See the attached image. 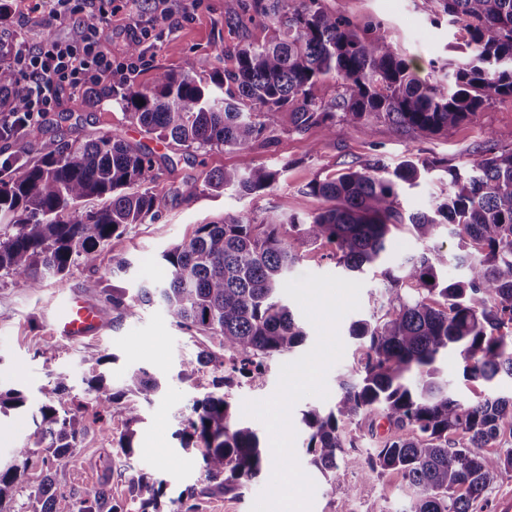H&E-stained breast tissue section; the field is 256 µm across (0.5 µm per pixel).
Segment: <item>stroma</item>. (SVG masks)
<instances>
[{
  "mask_svg": "<svg viewBox=\"0 0 512 512\" xmlns=\"http://www.w3.org/2000/svg\"><path fill=\"white\" fill-rule=\"evenodd\" d=\"M243 3L244 0H170L168 13L163 16L155 0H137L133 11L120 12L112 19V55L116 62H129L128 46L134 42L138 29H152L151 45L143 51L145 62L133 76L134 83L144 90L152 88L157 72L179 70L189 57L195 58L204 72L224 66V48L240 42L261 44L270 36L264 24L239 25ZM28 4L29 0L10 2L12 17L8 26L18 38L32 44L45 36H69V24L48 21L46 12L53 7L51 0H46L44 12L37 14L30 12ZM322 6L362 26L380 25L387 40L424 70L433 62L446 63L449 44L460 36L459 27L447 20L432 22L422 0H322ZM55 135L80 142L118 135L155 153V169L147 186L169 196L167 209L156 220L134 225L113 239L102 250L93 273L104 284L135 289L146 281L160 286L168 280L170 272L160 260L161 253L191 236L198 224L242 212L259 220L274 214L304 218L317 213L322 200L304 191L312 179L333 176L375 156L394 166L414 153L460 168L479 158L487 143L511 149L512 98L494 99L471 120L449 128L446 134L426 139L397 131L382 120L366 135L341 121L330 132L314 126L299 134L283 119L268 142L246 151L224 147L207 153L152 139L128 126L121 108L111 101L104 100L90 108L85 100L78 99L69 102L63 111L48 113L25 132L1 138L0 156L36 162L41 140ZM259 163L286 166L287 171L274 190L242 197L230 190L218 194L204 185L206 172L244 170ZM187 182L196 185L195 196H173V189ZM447 189L443 172H431L419 186L401 194V208L407 215L433 212ZM116 254L125 255L132 262L129 271L119 276L112 273V257ZM93 274L75 265L63 279L49 281L36 292L11 279L0 280V385L21 389L29 406L25 414L0 415V463H10L15 448L29 442L34 430L30 412L40 404V389L51 374L66 372L79 383L90 372L92 358L107 355L111 358L107 370L113 384L123 383L131 370L144 368L168 381L169 386L152 403L142 404L135 426L140 451L132 457L125 456L106 436V419L96 418L90 411L85 413L80 444L63 462L65 481L56 497L55 512H74L76 494L102 485L126 512H139L134 484L140 475L157 472L163 473L168 482V498H177L189 487L196 489L193 512H251L254 501L271 479V470H264L240 496L210 494L201 467V449H183L177 437L194 400L211 389L213 373L207 369L188 382L177 379L182 363L195 358L200 339L173 325L158 303L141 307L136 315L124 318L98 337L70 341L54 333L51 318L58 300L69 294L84 295L83 284ZM355 279L363 284L359 307L344 315L338 324L344 353L327 374V387L332 391L336 390L340 375L352 373L353 362L360 356L359 342L349 334L351 323L379 313L385 300V282L379 272L368 268L356 274ZM295 359L292 353L272 359L262 383L240 379L224 389L236 420L255 430L262 442H269V433L261 421L243 415V403L272 396L281 365ZM344 438L349 446L331 477H323L308 465L303 468L315 484L311 512H335L340 506L346 507L347 512H408L418 491L401 475L390 472L372 479L366 476L367 455L376 445L374 437L365 427L352 424L346 428ZM363 483L368 489L362 493L358 487Z\"/></svg>",
  "mask_w": 512,
  "mask_h": 512,
  "instance_id": "stroma-1",
  "label": "stroma"
}]
</instances>
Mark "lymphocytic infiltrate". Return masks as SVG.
Listing matches in <instances>:
<instances>
[{
  "label": "lymphocytic infiltrate",
  "mask_w": 512,
  "mask_h": 512,
  "mask_svg": "<svg viewBox=\"0 0 512 512\" xmlns=\"http://www.w3.org/2000/svg\"><path fill=\"white\" fill-rule=\"evenodd\" d=\"M113 0H54L52 20H73L64 40L44 39L19 48L14 55L23 107L20 113L0 114V132L34 126L63 100L77 99L96 86L110 83L112 70Z\"/></svg>",
  "instance_id": "1"
}]
</instances>
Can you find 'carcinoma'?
Instances as JSON below:
<instances>
[{
    "instance_id": "carcinoma-1",
    "label": "carcinoma",
    "mask_w": 512,
    "mask_h": 512,
    "mask_svg": "<svg viewBox=\"0 0 512 512\" xmlns=\"http://www.w3.org/2000/svg\"><path fill=\"white\" fill-rule=\"evenodd\" d=\"M425 2L461 24L462 41L451 49L464 62L452 69L432 63L424 78L378 28L328 13L320 0H245L240 22L260 18L272 36L224 50L232 66L205 74L190 57L178 71L157 73L148 91L125 80L92 92L88 102L110 97L128 125L196 152L249 150L284 111L297 133L315 125L331 132L338 119L368 133L383 119L427 138L498 97H512V0ZM11 45L9 34L0 35V113L22 107ZM327 76L336 78L337 91L324 100L314 89ZM154 164L151 149H133L117 135L82 144L62 136L44 141L38 161L0 177V278L37 290L75 264L96 268L112 239L166 208L167 197L144 187ZM436 167L413 153L393 168L374 158L310 181L307 192L324 207L308 218L291 215L285 224L278 215L258 222L241 214L200 224L163 252L170 276L160 287L145 282L131 294L96 277L86 280L87 291L112 305L114 322L158 302L176 326L206 339L177 379L188 381L209 366L221 376L214 391L193 402L177 436L184 448L205 449L208 488L235 497L273 465L258 434L236 421L223 388L235 377L262 382L267 360L304 342V327L283 298L290 271L311 248L329 244L336 266L362 272L385 261L402 224L425 242L440 226L454 225L456 258L466 273L448 281V254L440 249L409 257L401 276L384 272L385 312L350 327L362 350L355 376L339 377L330 408L303 412L309 464L324 476L336 470L344 426L363 422L372 430L383 420L388 428L368 457L369 476L395 471L417 488L409 512H476L487 488L512 470V448L486 452L512 440V395L463 399L438 379L436 366L457 354L467 381L489 386L497 377L512 379V149L490 147L464 169L447 170L448 194L436 210L404 216L400 193ZM281 175L261 163L246 171L211 170L204 183L248 196L274 189ZM93 200L101 205L88 207ZM162 387L163 380L139 368L121 387L94 374L86 394L109 416L118 447L132 455L139 402ZM41 392L44 400L31 413L33 441L0 467V512L24 488L35 448L42 449L44 475L30 487L28 507L54 512L61 463L78 448L81 421L69 407L68 376L52 375ZM22 406L20 391L0 389V415ZM163 489L162 480H137L141 512H160ZM75 510L125 512L104 486L79 496Z\"/></svg>"
}]
</instances>
